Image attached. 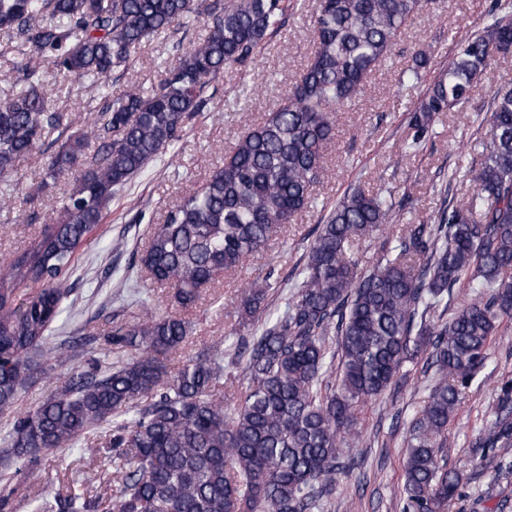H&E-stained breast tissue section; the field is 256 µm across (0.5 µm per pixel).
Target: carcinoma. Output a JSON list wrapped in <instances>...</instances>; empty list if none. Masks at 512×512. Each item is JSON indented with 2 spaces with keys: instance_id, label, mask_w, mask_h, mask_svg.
I'll return each instance as SVG.
<instances>
[{
  "instance_id": "1",
  "label": "carcinoma",
  "mask_w": 512,
  "mask_h": 512,
  "mask_svg": "<svg viewBox=\"0 0 512 512\" xmlns=\"http://www.w3.org/2000/svg\"><path fill=\"white\" fill-rule=\"evenodd\" d=\"M429 0H314L312 56L282 103L244 132L205 182L169 207L148 240L141 269L182 308L200 285L260 252L315 202L324 149L339 110L360 95L392 53L403 27ZM292 0H0V30L27 47L17 66L24 88L0 97V195L20 190L21 159L54 133L56 146L38 190L72 177L53 226L0 267V412L31 384L30 354L69 358L47 336L63 311L78 250L111 212L112 201L149 164L175 149L217 91L224 70L251 67L283 26ZM204 18L206 34L164 66L149 93L112 91L141 45ZM512 49V4L493 0L485 26L461 39L410 113L402 149L432 135L435 114L465 106L491 59ZM423 49L401 72L417 83L429 68ZM91 79L104 105L75 126L50 109L39 87L51 77ZM489 138L469 168L475 193L440 207L429 224L397 233L392 196L346 190L310 243L284 311L270 313L269 286L242 292L238 317L264 318L258 336L226 345L244 362L235 407L224 411V352L203 350L181 366L169 353L190 322L147 311L112 329L110 343L139 357L93 361L65 389L16 418L11 454L42 452L109 437L119 496L112 512H319L336 474L354 465L363 440L358 408L383 397L405 364L428 353L423 407L411 418L400 512H448L460 475L448 469V422L471 392L493 336L512 319V89L493 98ZM100 147L91 160V140ZM377 242L375 266L361 271L352 249ZM474 296L448 313L460 282ZM21 288H34L16 303ZM338 359L334 382L326 380ZM480 463L512 475V381L497 396L495 419L472 442ZM79 496L61 512H98Z\"/></svg>"
}]
</instances>
